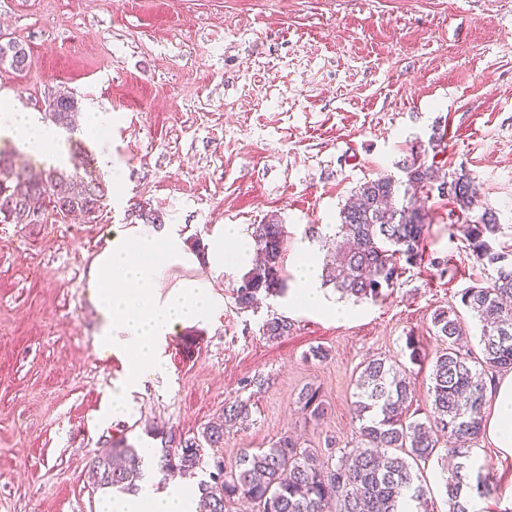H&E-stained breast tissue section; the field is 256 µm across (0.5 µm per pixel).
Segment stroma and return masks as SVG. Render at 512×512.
I'll use <instances>...</instances> for the list:
<instances>
[{"label": "stroma", "instance_id": "35a3bbf8", "mask_svg": "<svg viewBox=\"0 0 512 512\" xmlns=\"http://www.w3.org/2000/svg\"><path fill=\"white\" fill-rule=\"evenodd\" d=\"M10 40L33 65H0V96L40 115L59 90L81 108H107L112 168L100 176L120 184L92 221L0 223V512H97L111 493L89 477L95 456L121 439L160 450L156 429L198 432L235 397L249 399L251 418L205 458L230 466L241 449L287 432L334 464L358 441L351 403L364 361L406 366L411 408L423 414L440 346L434 312L456 309L467 347L480 351L481 326L460 293L495 271L434 195L421 264L347 319L289 309L285 295L243 311L234 300L243 269H173L164 290L202 279L224 310L169 336L166 373L135 393L136 415L113 422L102 413L122 365L95 346L87 276L110 226L138 223L144 209L178 225L199 255L214 225L248 235L279 220L296 288L298 252L326 260L350 192L400 177L399 161L416 152L477 177L501 224L493 246L512 249V0H0V42ZM272 314L292 320L288 336H263ZM410 336L425 360L410 362ZM314 347L325 358H311ZM309 387L326 407L317 420L299 402ZM472 460L491 465L498 484L484 512H502L512 459L482 436ZM416 472L434 512H448L444 448Z\"/></svg>", "mask_w": 512, "mask_h": 512}]
</instances>
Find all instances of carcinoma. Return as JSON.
Segmentation results:
<instances>
[{
    "mask_svg": "<svg viewBox=\"0 0 512 512\" xmlns=\"http://www.w3.org/2000/svg\"><path fill=\"white\" fill-rule=\"evenodd\" d=\"M0 63L17 71L31 66L26 49L15 41L0 43ZM81 114L79 100L70 92H55L48 102V119L73 133ZM404 177L381 175L360 184L339 212L333 258L322 267L324 284L344 297L376 300L403 274V264L422 260L429 228L420 200L432 192L447 200L451 214L466 225L468 249L479 261L495 266V275L481 286L461 292L460 301L482 324V358L474 361L460 349L464 325L452 308L437 310L432 319L436 336L448 347L432 359L430 411L423 421L408 415L412 382L405 369L384 358L365 361L355 380L353 420L358 422L357 448L343 452L338 462L323 465L315 453L291 435L282 434L268 448H244L234 468L224 472L213 462L209 480L199 485V512H228L240 498L254 502L259 512H399L405 495L416 512H431L414 465L427 460L440 444L457 459L446 479L448 512H469V493L489 497L495 476L480 467L471 481V446L483 432L487 381L512 369V262L496 252L491 241L500 230L497 216L486 208L473 215L481 199L480 184L467 171H444L415 155L398 164ZM108 185L90 175L78 176L51 167L37 176L13 168L0 152V223L38 224L49 213L76 212L95 219L104 207ZM259 262L234 290L241 310L253 307L258 295L279 296L286 288L283 258L286 231L273 220L254 226L251 233ZM292 331L284 315L262 325L270 340ZM302 409L312 417L324 413L320 391L301 394ZM250 402L224 401L223 417L197 434L161 432L158 466L165 475L191 473L202 465V450L224 444L228 428L248 421ZM144 459L132 446L118 443L91 463L95 484L130 493L138 490Z\"/></svg>",
    "mask_w": 512,
    "mask_h": 512,
    "instance_id": "carcinoma-1",
    "label": "carcinoma"
}]
</instances>
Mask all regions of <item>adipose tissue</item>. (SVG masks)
<instances>
[{"label": "adipose tissue", "instance_id": "obj_1", "mask_svg": "<svg viewBox=\"0 0 512 512\" xmlns=\"http://www.w3.org/2000/svg\"><path fill=\"white\" fill-rule=\"evenodd\" d=\"M2 133L18 138L25 152L53 163L63 159L55 126L44 123L37 113L19 110L9 98L0 101ZM248 249L239 225L219 224L207 243L206 261L220 273L250 262ZM194 260L174 224L117 225L93 257L87 287L99 319L95 343L123 363V372L109 391L107 415L133 413L134 393L146 377L165 369L163 346L169 336L181 326L208 323L223 310V298L200 280H184L163 291L170 271ZM296 268L299 283L291 295L294 307L334 318L351 314V305L325 298L317 257L301 252ZM492 397L493 412L484 431L502 456L512 457V374L496 380ZM196 506L193 487L174 482L160 490L148 476L136 493L105 502L102 512H196Z\"/></svg>", "mask_w": 512, "mask_h": 512}]
</instances>
